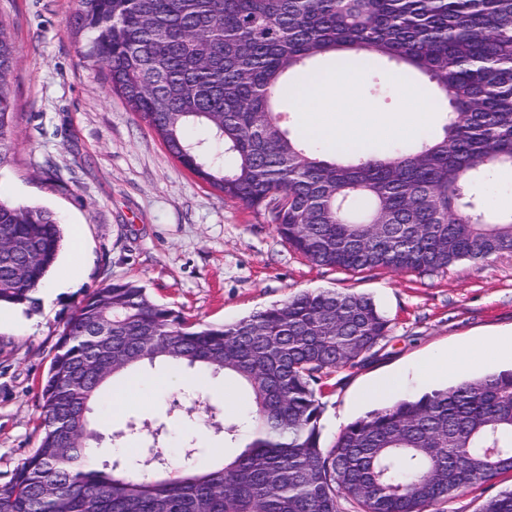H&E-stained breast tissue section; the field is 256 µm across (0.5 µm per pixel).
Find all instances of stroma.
I'll list each match as a JSON object with an SVG mask.
<instances>
[{
	"instance_id": "1",
	"label": "stroma",
	"mask_w": 512,
	"mask_h": 512,
	"mask_svg": "<svg viewBox=\"0 0 512 512\" xmlns=\"http://www.w3.org/2000/svg\"><path fill=\"white\" fill-rule=\"evenodd\" d=\"M77 0H0V20L17 46L11 83L17 104L15 140L0 165V200L54 211L65 228L80 227L78 280L35 306L19 308V324L0 326V485L39 444L38 394L63 326L75 305L115 280L145 286L157 303L190 320L230 324L295 294L349 289L374 298L390 332L374 353L321 382L322 441L365 415V389L392 373L407 381L406 398L428 391L414 369L431 353L449 360L478 343L512 332V254L461 261L433 275L374 270L339 272L312 264L277 234L267 214L224 197L185 169L118 95L84 52L89 35L67 23ZM394 62L376 63L357 87L363 111L382 117L398 103ZM241 386L225 379L195 412L208 445L236 454L211 418L241 408ZM184 391L145 389L115 410L110 430L130 418L164 416L187 403ZM512 488V472L451 497L444 512H479Z\"/></svg>"
}]
</instances>
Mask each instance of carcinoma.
<instances>
[{
  "label": "carcinoma",
  "instance_id": "carcinoma-1",
  "mask_svg": "<svg viewBox=\"0 0 512 512\" xmlns=\"http://www.w3.org/2000/svg\"><path fill=\"white\" fill-rule=\"evenodd\" d=\"M86 58L185 168L266 212L295 252L337 271L431 274L512 253V211L473 203L487 174L512 167V0H79ZM335 54L387 59L428 77L448 105L443 135L402 151L324 158L280 126L275 103ZM16 44L0 21V164L14 144ZM235 158L232 167L190 126ZM362 200L368 209L357 212ZM63 244L57 215L0 202V306L31 305ZM389 321L366 295L303 291L231 324L188 321L144 286L116 281L75 308L40 400V441L0 486V512H429L512 471V369L375 408L321 437L316 385L371 352ZM157 359L233 378L246 417L224 425L237 455L206 467L194 437L171 469L166 424L133 418L98 459L108 384ZM480 512H512V489Z\"/></svg>",
  "mask_w": 512,
  "mask_h": 512
}]
</instances>
